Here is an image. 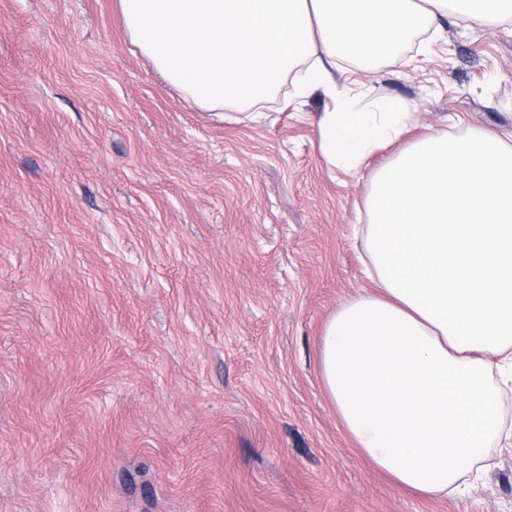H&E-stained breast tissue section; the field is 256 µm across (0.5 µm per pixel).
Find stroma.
<instances>
[{"instance_id":"stroma-1","label":"stroma","mask_w":512,"mask_h":512,"mask_svg":"<svg viewBox=\"0 0 512 512\" xmlns=\"http://www.w3.org/2000/svg\"><path fill=\"white\" fill-rule=\"evenodd\" d=\"M340 89L408 141L512 134V22L451 15ZM291 86L206 111L130 42L118 0H0V512H512V450L461 499L396 487L318 365L371 290V170L320 149Z\"/></svg>"}]
</instances>
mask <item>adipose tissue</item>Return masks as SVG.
Here are the masks:
<instances>
[{
	"label": "adipose tissue",
	"mask_w": 512,
	"mask_h": 512,
	"mask_svg": "<svg viewBox=\"0 0 512 512\" xmlns=\"http://www.w3.org/2000/svg\"><path fill=\"white\" fill-rule=\"evenodd\" d=\"M130 42L187 100L246 111L294 69L303 99L334 101L326 161L358 174L401 140L396 101L359 103L331 66L380 62L439 17L512 20V0H119ZM364 242L375 291L337 308L319 369L357 448L401 488L457 498L512 439V144L475 129L409 144L375 170Z\"/></svg>",
	"instance_id": "adipose-tissue-1"
}]
</instances>
